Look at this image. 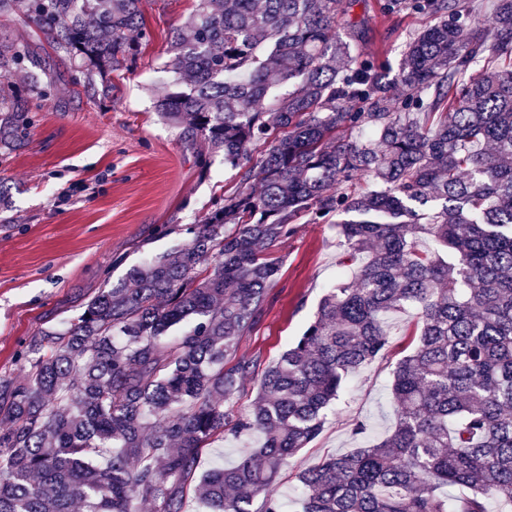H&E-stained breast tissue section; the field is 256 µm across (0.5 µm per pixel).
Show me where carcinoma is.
I'll return each instance as SVG.
<instances>
[{"instance_id":"1","label":"carcinoma","mask_w":512,"mask_h":512,"mask_svg":"<svg viewBox=\"0 0 512 512\" xmlns=\"http://www.w3.org/2000/svg\"><path fill=\"white\" fill-rule=\"evenodd\" d=\"M349 2L196 0L188 33L174 32L157 113L201 177L221 152L236 183L180 248L34 333L21 380L0 377V512H186L192 485L207 512H282L268 494L282 465L385 355L387 316L407 310L417 342L392 371L394 429L301 472L300 512L512 503V0H497L487 29L466 0H379L421 20L391 79L342 23ZM0 18L34 26L91 99L135 62L131 34L148 36L143 0H0ZM16 73L29 75L25 98ZM54 89L46 60L0 33V150L34 127L27 99ZM362 175L372 189H358ZM329 216L357 271L274 364L224 367L269 304L282 264L269 250ZM227 427L263 439L196 476Z\"/></svg>"}]
</instances>
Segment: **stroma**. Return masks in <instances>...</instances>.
<instances>
[{
	"instance_id": "stroma-1",
	"label": "stroma",
	"mask_w": 512,
	"mask_h": 512,
	"mask_svg": "<svg viewBox=\"0 0 512 512\" xmlns=\"http://www.w3.org/2000/svg\"><path fill=\"white\" fill-rule=\"evenodd\" d=\"M194 6V0H146L149 39L130 69L113 73L110 99L75 94L70 70L57 65L54 96L33 104L34 130L0 156V376L20 378L18 356L38 329L62 327L104 282L187 242L188 227L233 186L235 172L219 153L209 177L200 178L193 150L154 110L173 78L169 39ZM349 14L364 34L365 53L398 68L419 19L383 16L377 0H354ZM273 253L284 261L271 303L240 337L235 359L277 360L313 319L341 269L330 223L299 225ZM415 327L407 314L390 319L385 357L347 383L336 415L289 458L269 488L284 512H297L300 472L355 448L353 423L365 422L373 439L392 431V370L411 349ZM259 441L256 434L218 436L202 450L199 469L234 464Z\"/></svg>"
}]
</instances>
